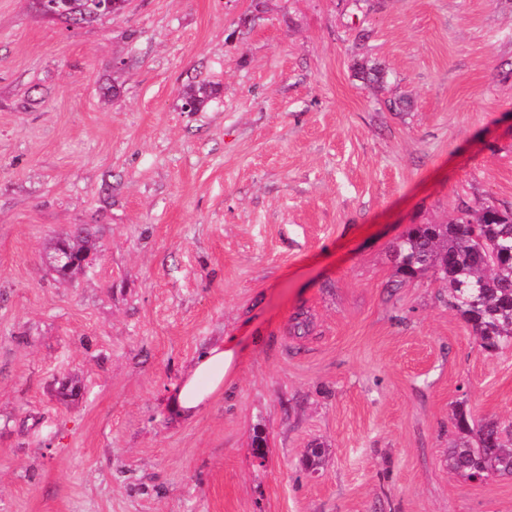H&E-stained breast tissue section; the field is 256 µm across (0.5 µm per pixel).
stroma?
Instances as JSON below:
<instances>
[{"label":"stroma","mask_w":512,"mask_h":512,"mask_svg":"<svg viewBox=\"0 0 512 512\" xmlns=\"http://www.w3.org/2000/svg\"><path fill=\"white\" fill-rule=\"evenodd\" d=\"M463 201L512 207V0H0V512H512L448 466L457 405L512 421V347L390 255ZM55 1L53 10L49 12L45 8V1L38 0V5L44 15H58L59 18L64 19L75 24L90 21L98 16V0H48ZM54 250L52 267L61 279L68 278L74 270L85 267L87 264L88 252L73 249L66 242L57 243ZM240 353L232 341L207 349L170 395V408L181 419L191 420L204 410L211 396L230 383Z\"/></svg>","instance_id":"1"}]
</instances>
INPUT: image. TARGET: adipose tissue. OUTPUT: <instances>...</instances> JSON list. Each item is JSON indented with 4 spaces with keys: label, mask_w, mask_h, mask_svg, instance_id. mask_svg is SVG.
Segmentation results:
<instances>
[{
    "label": "adipose tissue",
    "mask_w": 512,
    "mask_h": 512,
    "mask_svg": "<svg viewBox=\"0 0 512 512\" xmlns=\"http://www.w3.org/2000/svg\"><path fill=\"white\" fill-rule=\"evenodd\" d=\"M240 353L227 342L207 349L170 396V408L181 419L190 420L204 410L211 396L230 383Z\"/></svg>",
    "instance_id": "obj_1"
}]
</instances>
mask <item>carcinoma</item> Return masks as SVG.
Wrapping results in <instances>:
<instances>
[{
    "mask_svg": "<svg viewBox=\"0 0 512 512\" xmlns=\"http://www.w3.org/2000/svg\"><path fill=\"white\" fill-rule=\"evenodd\" d=\"M59 18L79 24L98 16L96 0H55ZM216 89L192 88L184 101L196 112ZM406 277L432 272L448 288L451 307L472 328L480 347L496 352L512 345V210L495 205L465 206L448 224H418L391 247ZM455 425L462 442L449 449L448 466L473 478L512 475V423H477L461 406Z\"/></svg>",
    "mask_w": 512,
    "mask_h": 512,
    "instance_id": "obj_1",
    "label": "carcinoma"
}]
</instances>
